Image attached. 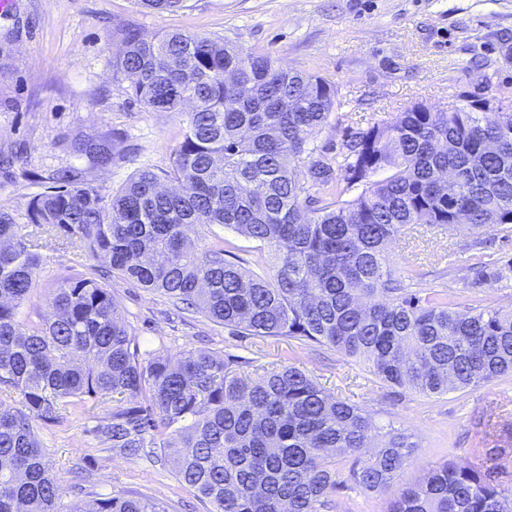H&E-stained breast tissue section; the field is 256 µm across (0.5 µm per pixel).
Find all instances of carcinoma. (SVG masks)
I'll list each match as a JSON object with an SVG mask.
<instances>
[{
  "label": "carcinoma",
  "instance_id": "cac0c4a2",
  "mask_svg": "<svg viewBox=\"0 0 512 512\" xmlns=\"http://www.w3.org/2000/svg\"><path fill=\"white\" fill-rule=\"evenodd\" d=\"M137 2L161 12L187 0ZM118 68L137 102L157 112L191 105L186 130L161 175L141 170L104 196L63 170L31 199L29 223L0 212V512H60L39 429L72 415L95 421L97 443L128 457L159 449L208 512H320L347 463L364 491L387 489L416 444L380 433L294 363L249 375L219 351L147 358L96 276L58 281L50 314L20 321L41 235L238 336L329 346L389 385L444 395L512 374V303L459 311L446 291L412 288L416 270L396 266L389 246L422 224L479 235L512 224V113L488 120L487 99L465 93L446 112L415 103L329 157L308 135L327 123L336 88L269 54L131 30ZM163 178L185 190H160ZM215 224L271 252L274 266L248 273L224 239L202 246ZM507 270L469 268L479 281ZM497 472L493 461L446 460L384 512H512ZM69 512L169 508L117 493Z\"/></svg>",
  "mask_w": 512,
  "mask_h": 512
}]
</instances>
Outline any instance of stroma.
<instances>
[{"label": "stroma", "mask_w": 512, "mask_h": 512, "mask_svg": "<svg viewBox=\"0 0 512 512\" xmlns=\"http://www.w3.org/2000/svg\"><path fill=\"white\" fill-rule=\"evenodd\" d=\"M131 30L221 37L325 78L344 120L329 121L309 140L329 155L348 131L414 103L440 109L465 91L484 97L512 86V0H187L169 12L135 0H15L0 13V211L16 223H27L31 198L51 186L58 170L108 195L137 171L168 169L187 116L131 97L116 69ZM99 144L112 148L108 165L94 164L85 152ZM391 255L398 266H419L421 287L447 290L473 306L512 302V273L478 284L469 271L484 255L502 267L512 262V229L487 239L462 225L446 235L423 224L396 240ZM42 256L23 310L31 322L48 313L45 296L57 277L90 275L104 265L72 249L50 246ZM109 284L141 348L173 359L190 348L216 349L253 367L291 362L378 426L410 436L418 448L400 483L448 459L475 464L490 455L506 460L499 478L512 491V378L427 397L380 381L333 348L235 336L204 315L177 311L161 293L118 277ZM88 427L86 418L72 417L42 430L61 508L123 492L164 501L170 512H207L159 450L127 457L98 445ZM394 493H365L347 480L322 512H382Z\"/></svg>", "instance_id": "35a3bbf8"}]
</instances>
